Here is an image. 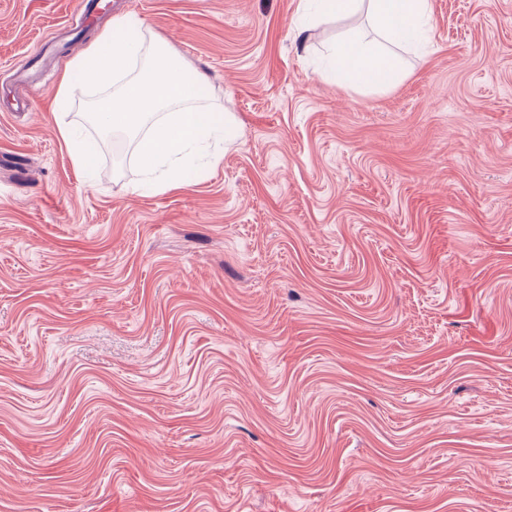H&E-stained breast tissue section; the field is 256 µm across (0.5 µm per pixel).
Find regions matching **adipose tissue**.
I'll return each instance as SVG.
<instances>
[{"label": "adipose tissue", "instance_id": "1", "mask_svg": "<svg viewBox=\"0 0 512 512\" xmlns=\"http://www.w3.org/2000/svg\"><path fill=\"white\" fill-rule=\"evenodd\" d=\"M364 4L389 41V48L352 39L341 41L328 58L324 73L342 85H395L402 78L403 68L394 49L420 40L430 15V0H309L307 12L326 19L353 13Z\"/></svg>", "mask_w": 512, "mask_h": 512}]
</instances>
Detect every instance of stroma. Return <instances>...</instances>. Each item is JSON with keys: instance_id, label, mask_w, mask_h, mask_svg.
Listing matches in <instances>:
<instances>
[{"instance_id": "obj_1", "label": "stroma", "mask_w": 512, "mask_h": 512, "mask_svg": "<svg viewBox=\"0 0 512 512\" xmlns=\"http://www.w3.org/2000/svg\"><path fill=\"white\" fill-rule=\"evenodd\" d=\"M76 8L0 0V512H512V0H431L391 87L321 75L365 9ZM113 19L209 79L192 187L57 132Z\"/></svg>"}]
</instances>
